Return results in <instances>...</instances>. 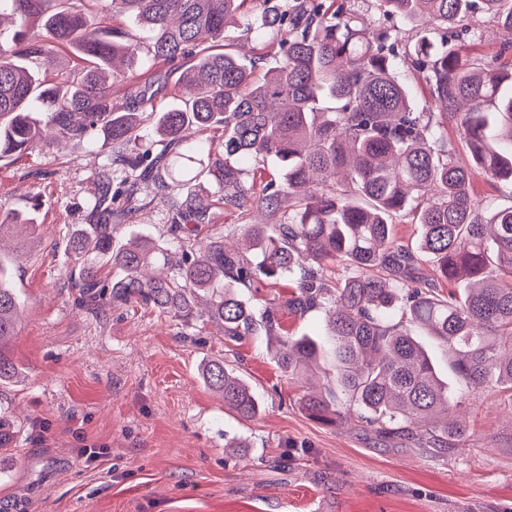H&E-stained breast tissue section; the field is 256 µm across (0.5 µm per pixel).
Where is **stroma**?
<instances>
[{
  "label": "stroma",
  "instance_id": "1",
  "mask_svg": "<svg viewBox=\"0 0 512 512\" xmlns=\"http://www.w3.org/2000/svg\"><path fill=\"white\" fill-rule=\"evenodd\" d=\"M179 74L143 62L115 101L137 109L145 97L164 111L177 103ZM110 153L97 134L0 161V210L32 213L38 235L13 269L20 373L0 384V411L18 428L0 450V512H512V403L497 390L449 379L466 437L432 458L308 417L298 398L304 383H325L324 368L288 378L264 332L233 341L206 318L134 302L75 307L69 244ZM135 232L169 252L167 204L128 215L115 240ZM211 358L251 384L263 406L254 420H238L204 385ZM228 436L245 447H225Z\"/></svg>",
  "mask_w": 512,
  "mask_h": 512
}]
</instances>
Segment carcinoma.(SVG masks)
I'll use <instances>...</instances> for the list:
<instances>
[{"instance_id": "obj_1", "label": "carcinoma", "mask_w": 512, "mask_h": 512, "mask_svg": "<svg viewBox=\"0 0 512 512\" xmlns=\"http://www.w3.org/2000/svg\"><path fill=\"white\" fill-rule=\"evenodd\" d=\"M87 0H0L18 25L0 39V161L44 146L54 128L66 138L101 131L112 147L97 174L91 216L119 220L123 203L143 186L169 202L170 234L181 258L164 275L149 273L159 260L144 234L118 245L112 225L85 224L71 241L80 263L76 305L100 306L104 296L149 305L181 319L194 317L209 296L207 318L224 335L254 331L256 306L244 299L268 281L292 280L291 294L265 307L261 322L277 339L274 362L291 378L309 364L330 361L327 386L299 404L310 417L336 423L340 405L380 437L404 436L432 455L462 445L466 430L452 413L445 381L417 331L432 337L453 374L467 387L512 394V206L488 210L473 190L474 169L512 190V69L480 53H464L448 37L482 42L476 18L512 32V0H379L383 18L413 24L404 45L439 111L419 112L410 87L395 76L398 30L368 25L357 10L327 0H110L116 26H101ZM264 37L276 33L275 65L263 76L226 50L232 26ZM68 46L90 66L56 81L33 65ZM162 65L185 62L179 83L193 96L156 116L161 148L129 152L142 118L114 103L141 55ZM454 123L474 167L457 157L448 138ZM224 128V157L204 158L197 136ZM276 161L280 181L247 180L239 162ZM206 168L220 194L192 192ZM276 217L242 224L257 262L230 248L224 237L193 239L211 208ZM420 227L417 251L402 244L395 225ZM32 219L0 215V239ZM88 252L110 266L103 281L86 266ZM461 291L445 292L422 276L426 261ZM338 263L341 283L327 288L324 269ZM13 256L0 255V382L18 376L5 345L17 332L21 301L10 286ZM324 313L325 331L290 336L280 313ZM224 407L251 421L262 405L251 386L222 359L202 369Z\"/></svg>"}]
</instances>
